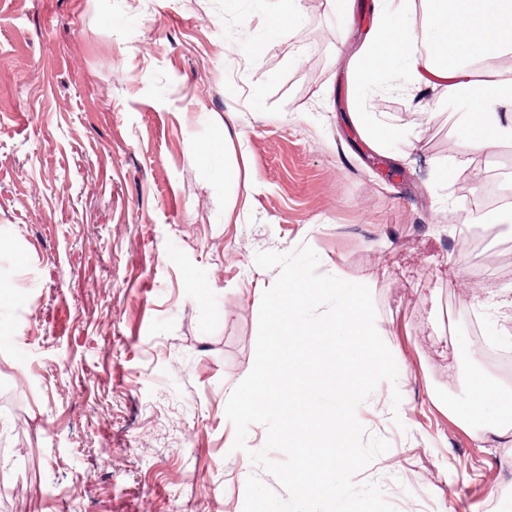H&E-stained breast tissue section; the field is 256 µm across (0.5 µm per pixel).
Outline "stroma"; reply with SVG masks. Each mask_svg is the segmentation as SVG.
Returning a JSON list of instances; mask_svg holds the SVG:
<instances>
[{
	"label": "stroma",
	"mask_w": 512,
	"mask_h": 512,
	"mask_svg": "<svg viewBox=\"0 0 512 512\" xmlns=\"http://www.w3.org/2000/svg\"><path fill=\"white\" fill-rule=\"evenodd\" d=\"M373 3L348 22L301 0L270 38L271 0H0V512H243L249 475L280 490L247 455L265 426L234 449L226 403L278 275L255 254L304 245L369 283L398 353L400 406L382 383L357 411L390 448L355 485L396 512H485L512 485V437L448 413L458 371L512 387L466 353L448 216L479 197L468 103L400 68L353 102ZM478 317L512 350V306ZM365 112H351L352 123L357 127L358 131L364 136V138L370 143V146L374 150H381L384 146L383 140L387 137L396 136L395 131L390 130L387 134H382L372 130L365 120Z\"/></svg>",
	"instance_id": "35a3bbf8"
}]
</instances>
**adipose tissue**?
I'll return each instance as SVG.
<instances>
[{
  "mask_svg": "<svg viewBox=\"0 0 512 512\" xmlns=\"http://www.w3.org/2000/svg\"><path fill=\"white\" fill-rule=\"evenodd\" d=\"M393 0H376L371 33L356 54L351 91L360 93L379 72L399 66L415 84L441 87L449 98L474 96L463 137L471 153L512 137V82L498 79L496 60L512 54V0H422L421 21L399 20ZM466 397L452 415H483V435L512 434V388L463 371L454 380Z\"/></svg>",
  "mask_w": 512,
  "mask_h": 512,
  "instance_id": "ef3b65f1",
  "label": "adipose tissue"
}]
</instances>
